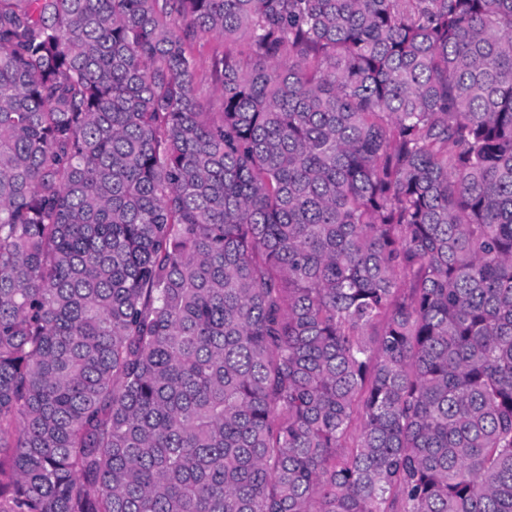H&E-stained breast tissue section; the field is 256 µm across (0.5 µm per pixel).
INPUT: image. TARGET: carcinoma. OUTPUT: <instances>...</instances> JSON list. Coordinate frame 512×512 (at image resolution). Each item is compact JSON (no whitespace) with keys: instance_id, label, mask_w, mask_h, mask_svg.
Masks as SVG:
<instances>
[{"instance_id":"obj_1","label":"carcinoma","mask_w":512,"mask_h":512,"mask_svg":"<svg viewBox=\"0 0 512 512\" xmlns=\"http://www.w3.org/2000/svg\"><path fill=\"white\" fill-rule=\"evenodd\" d=\"M0 512H512V0H0ZM232 50L231 44L224 46V39L211 37L201 40L194 46L197 59L196 90L199 102L205 112H220V90L210 70V59L215 53Z\"/></svg>"}]
</instances>
